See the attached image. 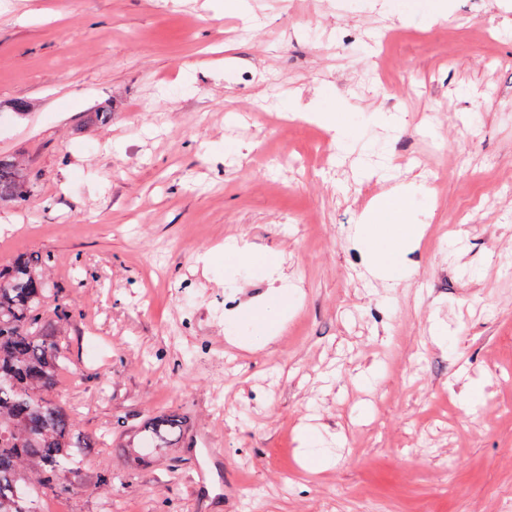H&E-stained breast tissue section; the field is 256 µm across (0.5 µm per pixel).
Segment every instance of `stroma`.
Masks as SVG:
<instances>
[{"mask_svg":"<svg viewBox=\"0 0 512 512\" xmlns=\"http://www.w3.org/2000/svg\"><path fill=\"white\" fill-rule=\"evenodd\" d=\"M440 1L249 0L255 30L218 0L0 15V156L31 186L0 263L51 254L76 309L53 395L100 439L66 512H512V0L435 24ZM299 108L342 113L352 149ZM381 166L429 190L397 282L358 232ZM233 240L274 273L225 269ZM284 290L274 335L226 351ZM162 412L181 438L130 471Z\"/></svg>","mask_w":512,"mask_h":512,"instance_id":"35a3bbf8","label":"stroma"}]
</instances>
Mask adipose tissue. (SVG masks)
Returning a JSON list of instances; mask_svg holds the SVG:
<instances>
[{"label": "adipose tissue", "mask_w": 512, "mask_h": 512, "mask_svg": "<svg viewBox=\"0 0 512 512\" xmlns=\"http://www.w3.org/2000/svg\"><path fill=\"white\" fill-rule=\"evenodd\" d=\"M425 192V187L421 185H396L376 204L368 223L361 228L362 235L388 279L396 280L411 274L400 260L402 251L411 246L413 235L420 232L419 225L411 220L409 203L416 195ZM289 306L287 293H279L246 321L231 319L227 332L232 336H246L257 344L262 343L274 328L283 324Z\"/></svg>", "instance_id": "adipose-tissue-1"}]
</instances>
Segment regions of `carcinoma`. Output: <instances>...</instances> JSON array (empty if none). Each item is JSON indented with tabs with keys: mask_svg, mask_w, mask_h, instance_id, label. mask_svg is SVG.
<instances>
[{
	"mask_svg": "<svg viewBox=\"0 0 512 512\" xmlns=\"http://www.w3.org/2000/svg\"><path fill=\"white\" fill-rule=\"evenodd\" d=\"M28 197L17 163L0 157V204ZM51 263L46 254L0 265V512H37L38 495H70L84 450L95 444L53 397L56 375L69 362L60 327L74 308L58 294L46 305ZM182 432L180 416L160 413L135 447L167 448Z\"/></svg>",
	"mask_w": 512,
	"mask_h": 512,
	"instance_id": "cac0c4a2",
	"label": "carcinoma"
}]
</instances>
